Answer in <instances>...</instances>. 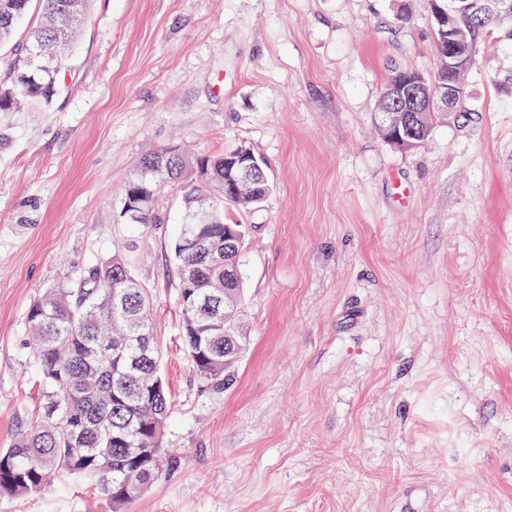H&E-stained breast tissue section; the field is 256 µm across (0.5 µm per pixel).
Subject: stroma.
<instances>
[{"label": "stroma", "instance_id": "obj_1", "mask_svg": "<svg viewBox=\"0 0 512 512\" xmlns=\"http://www.w3.org/2000/svg\"><path fill=\"white\" fill-rule=\"evenodd\" d=\"M433 63L426 0H92L50 105L0 112V448L40 403L29 306L119 251L176 456L125 512H512V41L483 34L464 116L394 149L380 87ZM237 142L274 190L222 392L181 340L179 192L157 223L119 213L147 152ZM0 512L112 505L55 476Z\"/></svg>", "mask_w": 512, "mask_h": 512}]
</instances>
